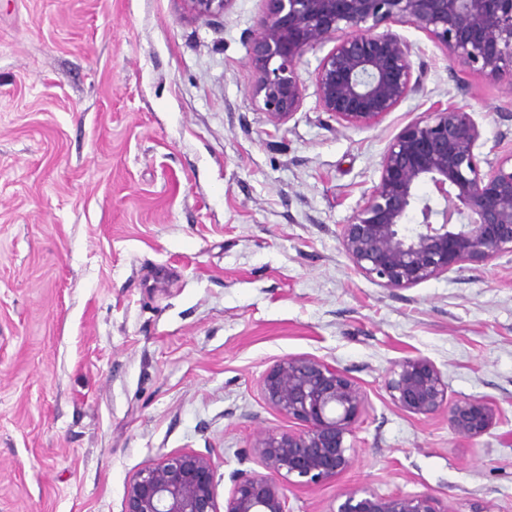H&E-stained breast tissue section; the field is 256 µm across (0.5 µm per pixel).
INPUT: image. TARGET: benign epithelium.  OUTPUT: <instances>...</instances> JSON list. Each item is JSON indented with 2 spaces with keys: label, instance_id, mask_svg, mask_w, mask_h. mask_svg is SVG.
Here are the masks:
<instances>
[{
  "label": "benign epithelium",
  "instance_id": "1",
  "mask_svg": "<svg viewBox=\"0 0 512 512\" xmlns=\"http://www.w3.org/2000/svg\"><path fill=\"white\" fill-rule=\"evenodd\" d=\"M198 19L223 15L234 0H183ZM248 40L251 98L279 125L300 111L306 85L297 64L309 50L335 45L314 72L319 109L345 127L379 124L423 87L411 43L393 26L426 33L450 61L512 88V0H262ZM481 131L465 106L427 112L389 142L378 182L366 193L341 241L354 266L392 289L411 288L462 264L486 265L512 253V151L483 167ZM433 187L439 203L422 199ZM420 218L411 228L412 210ZM393 405L426 417L444 414L458 435L476 439L495 423L496 407L478 397L448 400L432 362L405 358L386 382ZM267 404L302 428L267 433L255 445L263 468L233 477L219 507L214 463L194 451L165 455L139 469L123 512H288L292 487L315 488L350 470L347 444L366 395L344 372L311 356L285 357L262 377ZM329 512H448L431 495L380 496L347 490Z\"/></svg>",
  "mask_w": 512,
  "mask_h": 512
}]
</instances>
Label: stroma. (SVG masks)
Returning a JSON list of instances; mask_svg holds the SVG:
<instances>
[{
	"label": "stroma",
	"mask_w": 512,
	"mask_h": 512,
	"mask_svg": "<svg viewBox=\"0 0 512 512\" xmlns=\"http://www.w3.org/2000/svg\"><path fill=\"white\" fill-rule=\"evenodd\" d=\"M261 0L193 18L183 0H0V512H122L162 455L215 465V494L260 471L256 441L299 429L262 376L287 356L353 378L367 407L337 495L430 494L448 512H512V253L392 290L356 270L341 226L390 140L422 113L471 106L488 162L512 150V90L398 31L425 74L380 124L344 127L310 86L274 126L250 97ZM433 362L449 399L500 410L474 440L412 416L386 381Z\"/></svg>",
	"instance_id": "1"
}]
</instances>
